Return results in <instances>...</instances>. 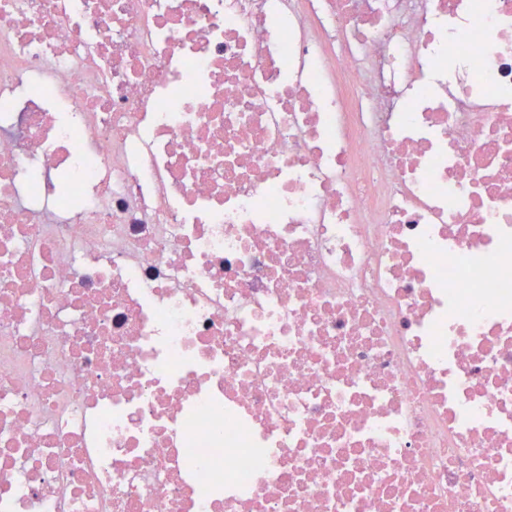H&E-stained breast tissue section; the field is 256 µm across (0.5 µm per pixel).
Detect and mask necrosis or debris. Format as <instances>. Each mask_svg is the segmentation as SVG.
I'll list each match as a JSON object with an SVG mask.
<instances>
[{
	"mask_svg": "<svg viewBox=\"0 0 512 512\" xmlns=\"http://www.w3.org/2000/svg\"><path fill=\"white\" fill-rule=\"evenodd\" d=\"M0 512H512V0H0Z\"/></svg>",
	"mask_w": 512,
	"mask_h": 512,
	"instance_id": "1",
	"label": "necrosis or debris"
}]
</instances>
